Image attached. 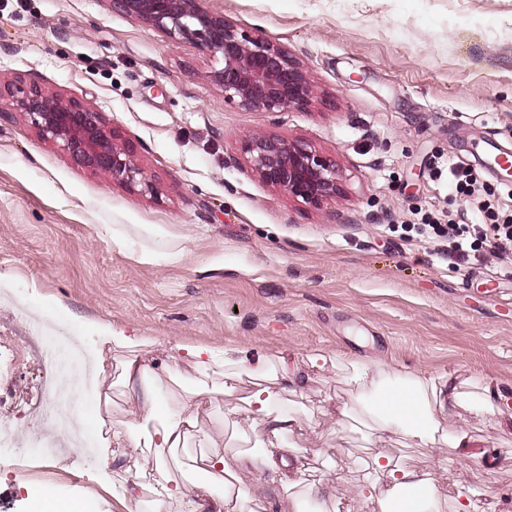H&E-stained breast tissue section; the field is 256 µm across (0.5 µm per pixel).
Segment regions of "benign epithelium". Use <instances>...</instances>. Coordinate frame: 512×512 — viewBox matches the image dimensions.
I'll return each instance as SVG.
<instances>
[{
    "instance_id": "7a95c632",
    "label": "benign epithelium",
    "mask_w": 512,
    "mask_h": 512,
    "mask_svg": "<svg viewBox=\"0 0 512 512\" xmlns=\"http://www.w3.org/2000/svg\"><path fill=\"white\" fill-rule=\"evenodd\" d=\"M112 9L172 39L192 42L221 57L211 81L224 101L264 112L304 108L319 95L306 70L284 47L259 31L239 28L205 6V0H111ZM16 110L29 116L46 140L59 144L81 167L141 194L155 185L130 149L89 102L61 101L33 83L13 93ZM242 150L250 170L266 185L313 207L341 191L336 161L303 141L275 134L247 136Z\"/></svg>"
}]
</instances>
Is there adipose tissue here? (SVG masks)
I'll return each instance as SVG.
<instances>
[{
	"mask_svg": "<svg viewBox=\"0 0 512 512\" xmlns=\"http://www.w3.org/2000/svg\"><path fill=\"white\" fill-rule=\"evenodd\" d=\"M192 365L204 374L198 382L191 400L180 411L173 413L163 403L165 382H179L183 378V365ZM269 365L259 362L250 367L248 354L234 358L225 350L211 347L176 345L160 369H152L141 355H133L123 365L120 375L128 391L134 414L154 422L155 431L149 439L132 433L125 421L112 419L107 427L116 441L128 442L132 449L148 448L154 455L150 469L153 491L157 496L155 512H170L172 505H180L181 512H256L254 505L260 500L256 490L242 488L239 472L241 458L223 451V431L201 433V442L207 445L206 453L192 458L188 471L197 473V480L188 483L174 482L167 469L166 450L181 447L193 433L199 431V416L204 404L217 403L227 392V378L248 373L259 379L260 384L248 394L245 402L247 418H238L236 410L224 413V422L231 427L247 424L262 429L267 446L256 456L258 465L277 471L281 476L303 470V456L282 448L281 442L295 427L294 415L276 409V395L265 380ZM464 383L455 374L436 375L419 371L406 387L372 396L369 409L378 422L393 428L404 439L418 446L432 447L447 442L461 450H468L471 443L464 434L449 436L445 413L455 410L461 403ZM368 484L384 479L392 489L431 487V473L401 467L393 457L380 455L368 464Z\"/></svg>",
	"mask_w": 512,
	"mask_h": 512,
	"instance_id": "obj_1",
	"label": "adipose tissue"
}]
</instances>
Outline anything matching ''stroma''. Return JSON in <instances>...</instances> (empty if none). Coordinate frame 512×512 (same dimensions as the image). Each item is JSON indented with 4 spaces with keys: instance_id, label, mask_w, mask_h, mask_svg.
Segmentation results:
<instances>
[{
    "instance_id": "35a3bbf8",
    "label": "stroma",
    "mask_w": 512,
    "mask_h": 512,
    "mask_svg": "<svg viewBox=\"0 0 512 512\" xmlns=\"http://www.w3.org/2000/svg\"><path fill=\"white\" fill-rule=\"evenodd\" d=\"M207 7L289 49L324 98L286 112L244 110L210 80L221 62L172 39L110 0H0V86L32 83L62 100L92 102L117 142L156 185L139 194L78 166L0 97V512H33L32 492L92 503L95 512H153L133 494L135 460L105 449L94 420L128 352L82 378L79 405L94 453L73 472L62 427L41 399L40 366L60 333L97 359L95 324L176 344L245 348L306 378L301 396L274 386L298 414L282 445L300 451L307 490L284 493L269 470L266 512H380L388 487L361 492L364 462L390 453L433 468L434 493L454 512H512V421L457 409L463 431L490 457L403 448L376 430L344 367L373 363L371 383L419 370L479 376L512 392V260L478 235L460 271L436 253L420 214L459 200L439 162L469 165L486 191L506 190L483 161L484 143L512 152V0H207ZM252 133L301 140L332 156L342 176L319 208L266 186L245 163ZM182 250L183 261L168 253ZM326 354L331 367L316 362ZM349 418L338 421L339 410ZM31 483L15 484L13 469ZM332 480L322 500L312 485Z\"/></svg>"
}]
</instances>
